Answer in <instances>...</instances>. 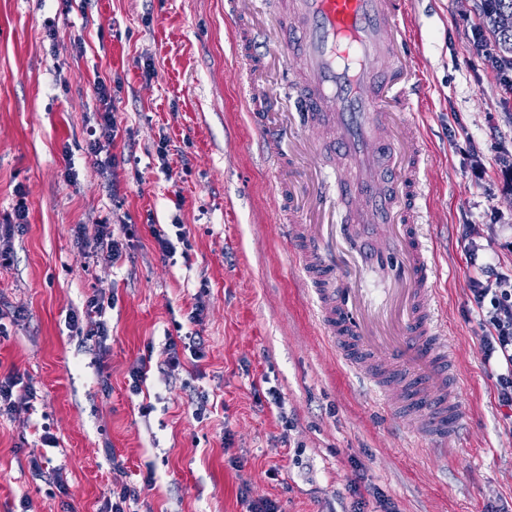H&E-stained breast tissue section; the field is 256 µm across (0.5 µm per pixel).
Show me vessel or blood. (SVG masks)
Returning a JSON list of instances; mask_svg holds the SVG:
<instances>
[{
    "label": "vessel or blood",
    "instance_id": "b4317fda",
    "mask_svg": "<svg viewBox=\"0 0 512 512\" xmlns=\"http://www.w3.org/2000/svg\"><path fill=\"white\" fill-rule=\"evenodd\" d=\"M282 8L285 28L299 35L300 44L282 37L272 53L303 80L302 139H335L336 168L309 192L307 207L327 216L344 198L362 202L351 223L339 227L327 220L305 223L292 206L282 213L302 277L317 295V317L380 404L408 413L419 437L447 444L462 413L453 399L458 377L438 314L439 266L419 222L425 153L407 116L421 75L406 0H282ZM246 96L248 104L266 109L253 124L267 145L278 190L286 192L305 175L288 164L294 150L285 144L286 129L267 118L276 98L254 76ZM382 178L389 179L400 207L372 194ZM363 224L376 227L377 264L392 267L394 286L379 300L358 286L367 260L336 270L337 238L356 240Z\"/></svg>",
    "mask_w": 512,
    "mask_h": 512
}]
</instances>
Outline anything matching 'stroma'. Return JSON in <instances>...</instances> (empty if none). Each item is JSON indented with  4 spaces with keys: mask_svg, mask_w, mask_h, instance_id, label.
<instances>
[{
    "mask_svg": "<svg viewBox=\"0 0 512 512\" xmlns=\"http://www.w3.org/2000/svg\"><path fill=\"white\" fill-rule=\"evenodd\" d=\"M480 2L410 0L422 205L464 413L444 457L383 412L315 318L236 64L272 48L242 28L256 0H0V230L14 252L0 269V378L36 393L33 413L0 417V512H105L148 476L137 512H245L244 484L281 512H349L357 475L399 512H512V426L469 291L472 246L512 277V98L474 43ZM99 80L120 122L105 174L87 149ZM176 220L189 246L169 259L152 231ZM99 222L127 228L117 261L76 243V225ZM95 290L114 301L100 351L68 324ZM196 328L199 367L150 371L132 394L136 361Z\"/></svg>",
    "mask_w": 512,
    "mask_h": 512,
    "instance_id": "stroma-1",
    "label": "stroma"
}]
</instances>
